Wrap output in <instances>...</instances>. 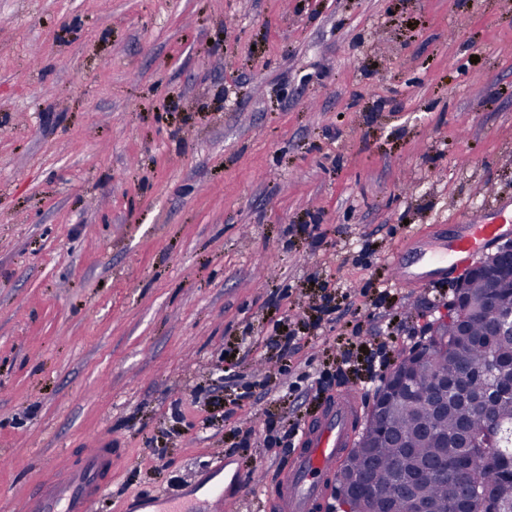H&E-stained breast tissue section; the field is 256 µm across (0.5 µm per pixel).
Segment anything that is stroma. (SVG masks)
<instances>
[{"mask_svg": "<svg viewBox=\"0 0 512 512\" xmlns=\"http://www.w3.org/2000/svg\"><path fill=\"white\" fill-rule=\"evenodd\" d=\"M498 199L512 0H0V507L108 437L94 512H262L269 430L447 318L391 255Z\"/></svg>", "mask_w": 512, "mask_h": 512, "instance_id": "obj_1", "label": "stroma"}]
</instances>
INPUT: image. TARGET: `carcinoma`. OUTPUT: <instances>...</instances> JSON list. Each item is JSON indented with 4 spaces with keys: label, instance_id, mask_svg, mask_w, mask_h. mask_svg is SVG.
I'll return each mask as SVG.
<instances>
[{
    "label": "carcinoma",
    "instance_id": "carcinoma-1",
    "mask_svg": "<svg viewBox=\"0 0 512 512\" xmlns=\"http://www.w3.org/2000/svg\"><path fill=\"white\" fill-rule=\"evenodd\" d=\"M502 293L497 278L480 277L467 289V303L454 320L441 327L418 353L399 354L424 389L433 385L435 369L453 365L461 380L448 385V408L436 410L417 400L394 398L382 424L370 417L358 444L361 453L349 455L336 473V491L367 473L370 497L363 512H377L378 502L400 492L419 466L435 457L467 453L472 457L470 478L490 489L497 502L512 501V477L498 470L499 423H512V335L492 332L494 318L486 302ZM463 477L448 469L418 487L430 512H458Z\"/></svg>",
    "mask_w": 512,
    "mask_h": 512
}]
</instances>
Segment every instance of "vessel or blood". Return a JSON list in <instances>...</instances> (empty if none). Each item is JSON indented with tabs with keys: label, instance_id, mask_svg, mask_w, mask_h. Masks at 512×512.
Instances as JSON below:
<instances>
[{
	"label": "vessel or blood",
	"instance_id": "vessel-or-blood-1",
	"mask_svg": "<svg viewBox=\"0 0 512 512\" xmlns=\"http://www.w3.org/2000/svg\"><path fill=\"white\" fill-rule=\"evenodd\" d=\"M497 214L499 223L469 220L435 249L424 247L419 236H412L406 252L395 253L389 260L395 281L420 286L446 279L451 269L468 264L475 254L496 245L503 224L512 221L506 207H499ZM360 415L358 403L349 394L324 404L306 424L287 468L278 473L277 493L266 501L265 512H319L326 488L334 481L336 464L353 443ZM117 455L111 439H104L92 453L38 482L24 512H92L95 494L112 479Z\"/></svg>",
	"mask_w": 512,
	"mask_h": 512
}]
</instances>
